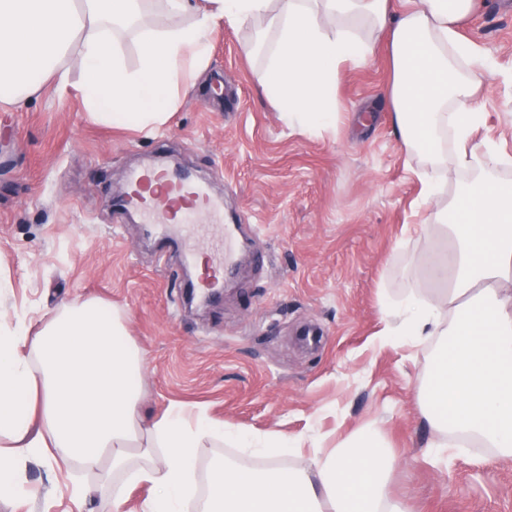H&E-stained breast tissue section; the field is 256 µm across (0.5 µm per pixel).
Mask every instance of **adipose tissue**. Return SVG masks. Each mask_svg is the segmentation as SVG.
<instances>
[{"label":"adipose tissue","instance_id":"adipose-tissue-1","mask_svg":"<svg viewBox=\"0 0 512 512\" xmlns=\"http://www.w3.org/2000/svg\"><path fill=\"white\" fill-rule=\"evenodd\" d=\"M151 0H0V105L19 106L49 80L84 75L83 100L99 123L153 134L169 120L173 92L207 57L217 22L267 20L273 40L255 78L289 126L335 129L336 90L387 34L392 79L386 97L405 151L424 154L426 197L438 172H483L440 216L448 250L424 274L444 286L441 305L410 294L384 301L387 345H434L422 394L429 425L512 457V183L487 179L502 165L498 145L474 142L484 124L478 96L490 69L461 25L477 0H208L185 27L138 25ZM137 26L141 63L128 69L122 39ZM125 317L96 299L61 306L38 330L0 323V498L23 499L28 463L76 468L107 489L99 512H124L126 489L147 485L142 512H183L196 484V450L224 438L205 413L170 406L153 421L140 413L142 355ZM392 457L370 429L317 458L313 469L255 470L218 463L200 512H408L390 501Z\"/></svg>","mask_w":512,"mask_h":512}]
</instances>
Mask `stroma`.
<instances>
[{"label": "stroma", "mask_w": 512, "mask_h": 512, "mask_svg": "<svg viewBox=\"0 0 512 512\" xmlns=\"http://www.w3.org/2000/svg\"><path fill=\"white\" fill-rule=\"evenodd\" d=\"M495 74L480 105L476 140L512 156V0H479L462 29ZM251 27L217 23L194 84L179 90L158 136L96 122L72 69L70 84L46 82L25 104L0 108V320L38 322L59 306L95 297L127 318L142 351V412L171 404L202 408L225 430L302 441L277 456L284 470L311 467L360 429L374 430L394 464L390 500L411 512H512V459L488 450L444 448L420 403L432 357L424 347L384 346L382 298L414 293L436 301L420 274L443 250L418 223L434 217L468 181L448 170L443 192L425 200L384 100L391 78L385 38L348 70L337 90L335 131L289 128L254 78L264 54H246ZM175 156L224 200L225 221L252 225L220 306L187 305L189 266L179 253L157 266L160 243L141 216L114 207L130 170ZM312 330L313 341L300 342ZM219 460L259 469L253 448L204 442L199 484ZM28 499L0 512H93L97 480L85 476L84 504L68 475L28 464Z\"/></svg>", "instance_id": "obj_1"}]
</instances>
